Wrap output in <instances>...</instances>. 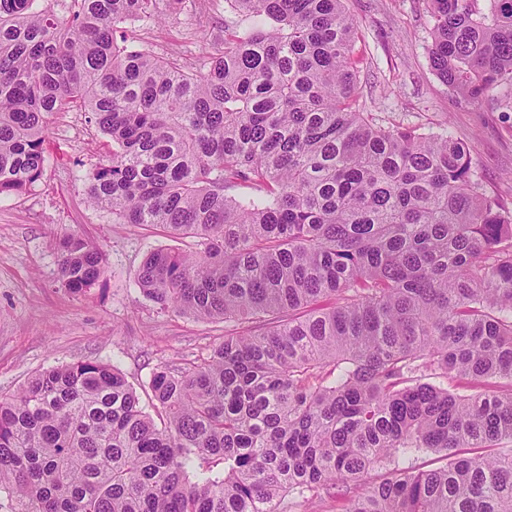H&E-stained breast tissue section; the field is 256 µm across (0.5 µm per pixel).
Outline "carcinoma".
Masks as SVG:
<instances>
[{"mask_svg": "<svg viewBox=\"0 0 512 512\" xmlns=\"http://www.w3.org/2000/svg\"><path fill=\"white\" fill-rule=\"evenodd\" d=\"M428 2L441 82L475 102L512 88V0ZM225 3L271 25L224 28L189 73L115 39L159 0H0V196L42 179L50 115L90 114L112 160L89 201L195 242L147 254L135 286L234 324L153 372L161 428L95 360L0 395L10 512H282L319 488L343 512H512V450L492 452L512 442V213L469 147L359 110L343 0ZM58 265L82 293L102 251L70 234ZM427 452L446 463L414 467Z\"/></svg>", "mask_w": 512, "mask_h": 512, "instance_id": "cac0c4a2", "label": "carcinoma"}]
</instances>
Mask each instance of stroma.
<instances>
[{"label": "stroma", "mask_w": 512, "mask_h": 512, "mask_svg": "<svg viewBox=\"0 0 512 512\" xmlns=\"http://www.w3.org/2000/svg\"><path fill=\"white\" fill-rule=\"evenodd\" d=\"M357 28L362 105L383 125L445 133L470 148L480 192L512 212V108L474 103L444 85L429 60L432 21L426 0H344ZM223 0H183L165 23H127L118 38L159 57L197 66L203 48L225 26L251 27ZM112 143L84 113L63 112L48 125L47 162L30 191L0 198V394L39 371L81 360L119 368L151 409L149 381L161 366H186L224 338L225 324L158 309L136 288L134 274L156 248L189 250L192 239L124 224L93 207L84 174L106 161ZM67 234L97 243L105 271L88 292L61 283L57 248Z\"/></svg>", "instance_id": "obj_1"}]
</instances>
